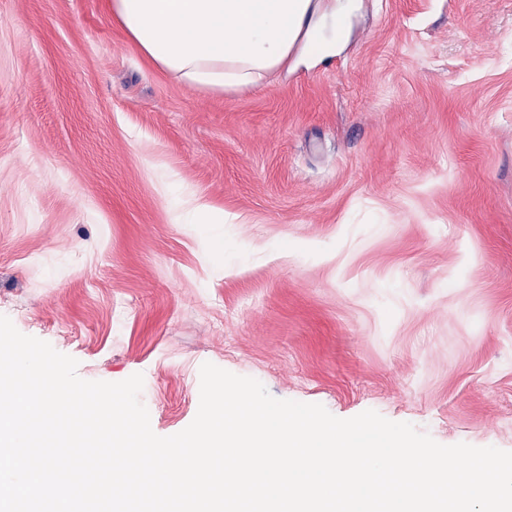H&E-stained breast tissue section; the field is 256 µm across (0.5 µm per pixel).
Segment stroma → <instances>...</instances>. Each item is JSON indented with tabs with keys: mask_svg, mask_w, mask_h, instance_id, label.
Masks as SVG:
<instances>
[{
	"mask_svg": "<svg viewBox=\"0 0 512 512\" xmlns=\"http://www.w3.org/2000/svg\"><path fill=\"white\" fill-rule=\"evenodd\" d=\"M342 19L213 94L108 0H0V315L82 379L142 374L163 437L209 362L512 451V0Z\"/></svg>",
	"mask_w": 512,
	"mask_h": 512,
	"instance_id": "35a3bbf8",
	"label": "stroma"
}]
</instances>
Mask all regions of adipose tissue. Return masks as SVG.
<instances>
[{"mask_svg": "<svg viewBox=\"0 0 512 512\" xmlns=\"http://www.w3.org/2000/svg\"><path fill=\"white\" fill-rule=\"evenodd\" d=\"M112 18L180 82L264 87L321 21L318 0H109Z\"/></svg>", "mask_w": 512, "mask_h": 512, "instance_id": "adipose-tissue-1", "label": "adipose tissue"}]
</instances>
